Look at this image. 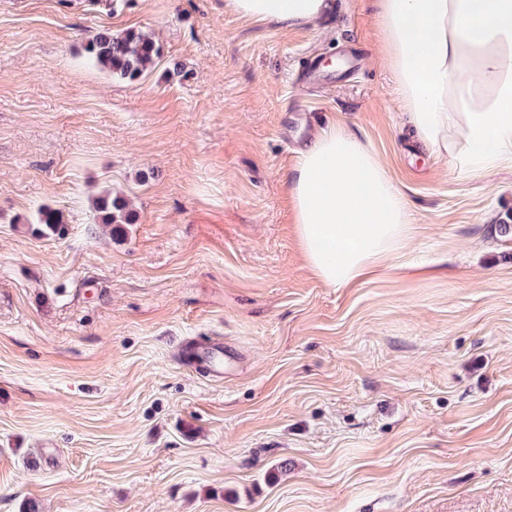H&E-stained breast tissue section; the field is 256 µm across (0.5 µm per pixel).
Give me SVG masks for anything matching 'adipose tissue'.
Masks as SVG:
<instances>
[{
    "instance_id": "obj_1",
    "label": "adipose tissue",
    "mask_w": 512,
    "mask_h": 512,
    "mask_svg": "<svg viewBox=\"0 0 512 512\" xmlns=\"http://www.w3.org/2000/svg\"><path fill=\"white\" fill-rule=\"evenodd\" d=\"M257 23L288 27L327 15L333 0H226ZM384 47L406 121L457 171L512 159V0H377ZM298 238L323 283L347 288L408 242L413 216L376 153L332 130L307 143L286 175Z\"/></svg>"
}]
</instances>
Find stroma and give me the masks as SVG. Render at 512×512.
<instances>
[{
    "instance_id": "35a3bbf8",
    "label": "stroma",
    "mask_w": 512,
    "mask_h": 512,
    "mask_svg": "<svg viewBox=\"0 0 512 512\" xmlns=\"http://www.w3.org/2000/svg\"><path fill=\"white\" fill-rule=\"evenodd\" d=\"M102 29L161 56L112 78ZM334 127L414 216L347 288L311 273L284 182ZM108 191L135 223L99 222ZM510 215L512 162L466 176L414 142L375 0L295 28L0 0V512H512ZM86 50L92 62L112 77L133 81L151 69L160 57V46L151 34L99 31L88 38Z\"/></svg>"
}]
</instances>
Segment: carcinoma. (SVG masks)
<instances>
[{
  "instance_id": "carcinoma-1",
  "label": "carcinoma",
  "mask_w": 512,
  "mask_h": 512,
  "mask_svg": "<svg viewBox=\"0 0 512 512\" xmlns=\"http://www.w3.org/2000/svg\"><path fill=\"white\" fill-rule=\"evenodd\" d=\"M86 50L95 65L116 78L130 81L141 77L160 57V46L151 34L133 30L116 35L99 31L88 38ZM94 207L103 224L134 223L129 201L120 196L106 193L94 201ZM37 223L58 235L65 220L61 212L44 208L38 212Z\"/></svg>"
}]
</instances>
